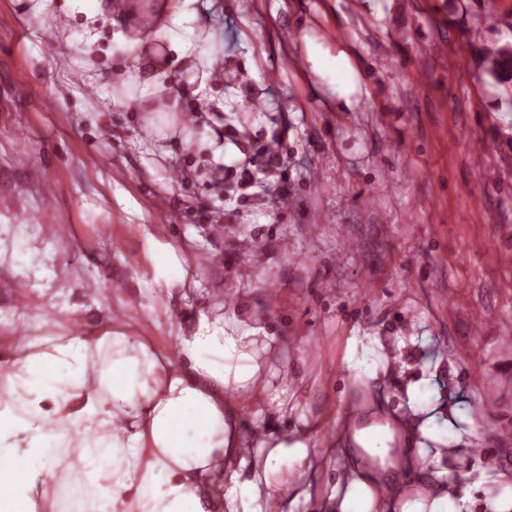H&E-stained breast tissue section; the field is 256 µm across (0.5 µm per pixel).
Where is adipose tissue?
I'll return each mask as SVG.
<instances>
[{
    "label": "adipose tissue",
    "instance_id": "obj_1",
    "mask_svg": "<svg viewBox=\"0 0 512 512\" xmlns=\"http://www.w3.org/2000/svg\"><path fill=\"white\" fill-rule=\"evenodd\" d=\"M164 21L144 36L137 71L142 104L166 120L180 77L194 86L201 112L224 109L210 83L216 34L197 0H167ZM181 61L179 72L168 57ZM280 339L236 309L198 311L180 331L174 354L135 340L122 324L13 340L0 352L7 388L0 393V512H294L284 486L315 485L327 512H473L471 495L448 487L449 435L429 416L430 381L401 364L416 425L369 404L338 429L344 459L335 484L311 466V432L274 435L245 430L227 397L255 401L270 386ZM422 472L425 485L400 492L399 472Z\"/></svg>",
    "mask_w": 512,
    "mask_h": 512
}]
</instances>
